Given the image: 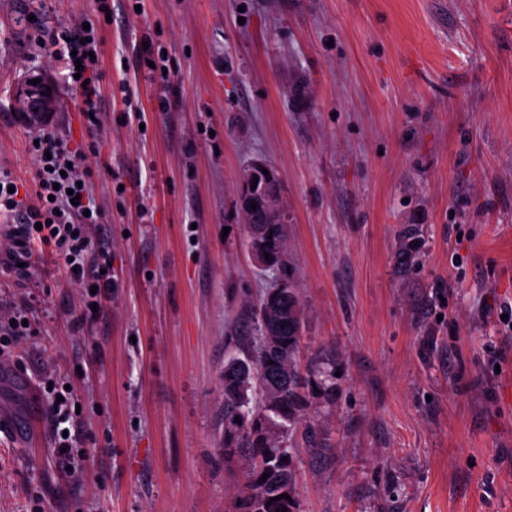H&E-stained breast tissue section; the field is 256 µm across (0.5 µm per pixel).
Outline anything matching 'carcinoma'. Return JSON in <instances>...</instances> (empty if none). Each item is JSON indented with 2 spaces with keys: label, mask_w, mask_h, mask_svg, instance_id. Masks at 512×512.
<instances>
[{
  "label": "carcinoma",
  "mask_w": 512,
  "mask_h": 512,
  "mask_svg": "<svg viewBox=\"0 0 512 512\" xmlns=\"http://www.w3.org/2000/svg\"><path fill=\"white\" fill-rule=\"evenodd\" d=\"M263 242L273 266L287 270V234L282 224H260ZM404 265L420 252L418 225L400 231ZM255 329L259 343L244 357L233 355L224 363V457L246 456L251 461L245 489L235 502L236 512H297L294 449L283 447L288 432L298 428L312 447L321 448L325 438L307 416L313 389L328 401L336 399L333 369H319L316 387L310 375L300 372L298 358L303 327L300 298L288 282L269 289L258 303ZM241 422H235V418ZM287 461H281V458ZM267 473L266 481H261ZM290 499H276L278 495ZM275 501H270V498Z\"/></svg>",
  "instance_id": "carcinoma-1"
}]
</instances>
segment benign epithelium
Here are the masks:
<instances>
[{
	"mask_svg": "<svg viewBox=\"0 0 512 512\" xmlns=\"http://www.w3.org/2000/svg\"><path fill=\"white\" fill-rule=\"evenodd\" d=\"M27 80L17 90L14 108L18 118L28 125H41L48 120L55 110V99L47 95L48 83L40 80L32 85ZM268 173H263L262 169ZM256 204L251 208L250 204ZM241 211L251 215L253 224H286L288 217L281 204L280 185L273 171L263 162L252 164L244 173L242 188L238 198Z\"/></svg>",
	"mask_w": 512,
	"mask_h": 512,
	"instance_id": "7a95c632",
	"label": "benign epithelium"
}]
</instances>
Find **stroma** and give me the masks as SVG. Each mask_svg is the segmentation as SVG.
Listing matches in <instances>:
<instances>
[{
  "instance_id": "35a3bbf8",
  "label": "stroma",
  "mask_w": 512,
  "mask_h": 512,
  "mask_svg": "<svg viewBox=\"0 0 512 512\" xmlns=\"http://www.w3.org/2000/svg\"><path fill=\"white\" fill-rule=\"evenodd\" d=\"M112 0L104 124L41 47L91 0H0V169L30 184L32 137L94 141L91 186L118 287L97 322L43 247L0 262V309L32 306L26 356L0 355V512H232L220 378L234 326L274 282L248 254L244 171L276 172L303 362L332 351L335 401L295 449L298 512H512V0ZM30 21H21L22 13ZM172 68L136 69L144 39ZM57 109L30 127L28 72ZM143 112L127 125V106ZM422 229L398 268L403 225ZM49 375L82 400L78 471L54 452Z\"/></svg>"
}]
</instances>
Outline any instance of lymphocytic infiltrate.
Listing matches in <instances>:
<instances>
[{
    "label": "lymphocytic infiltrate",
    "mask_w": 512,
    "mask_h": 512,
    "mask_svg": "<svg viewBox=\"0 0 512 512\" xmlns=\"http://www.w3.org/2000/svg\"><path fill=\"white\" fill-rule=\"evenodd\" d=\"M41 42L52 47L53 57L74 75V88H82L84 80L101 78L95 57L101 40L96 30L54 28L44 32ZM38 140L31 149L35 159L31 193L14 192V179L0 172V206L14 213L20 225L18 250L11 259L33 269L35 242L56 246L66 278L81 289L80 315L92 323L98 318L97 306L111 298L115 279L107 270L111 245L106 237L92 233L102 212L92 194L91 172L80 164L84 151L67 149L49 133Z\"/></svg>",
    "instance_id": "obj_1"
}]
</instances>
